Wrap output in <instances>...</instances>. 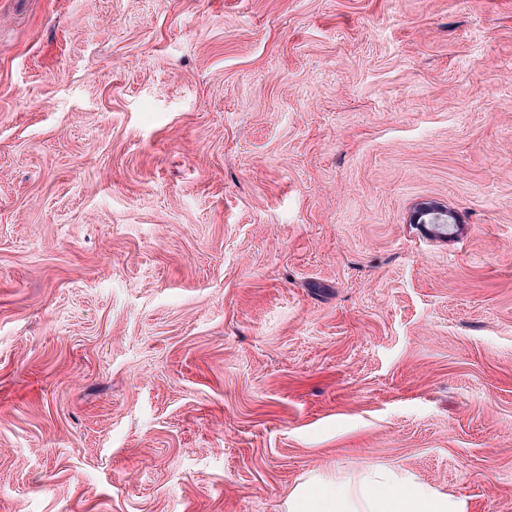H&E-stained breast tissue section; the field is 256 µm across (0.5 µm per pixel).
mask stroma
Masks as SVG:
<instances>
[{
    "mask_svg": "<svg viewBox=\"0 0 512 512\" xmlns=\"http://www.w3.org/2000/svg\"><path fill=\"white\" fill-rule=\"evenodd\" d=\"M370 463L512 512V0H0V512Z\"/></svg>",
    "mask_w": 512,
    "mask_h": 512,
    "instance_id": "35a3bbf8",
    "label": "stroma"
}]
</instances>
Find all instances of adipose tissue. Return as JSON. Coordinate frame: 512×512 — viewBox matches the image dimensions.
Returning <instances> with one entry per match:
<instances>
[{
  "instance_id": "obj_1",
  "label": "adipose tissue",
  "mask_w": 512,
  "mask_h": 512,
  "mask_svg": "<svg viewBox=\"0 0 512 512\" xmlns=\"http://www.w3.org/2000/svg\"><path fill=\"white\" fill-rule=\"evenodd\" d=\"M283 512H468V506L413 471L368 465L344 475L309 472L289 491Z\"/></svg>"
}]
</instances>
